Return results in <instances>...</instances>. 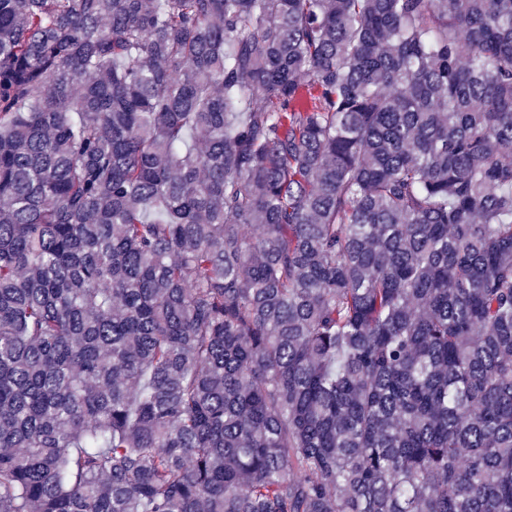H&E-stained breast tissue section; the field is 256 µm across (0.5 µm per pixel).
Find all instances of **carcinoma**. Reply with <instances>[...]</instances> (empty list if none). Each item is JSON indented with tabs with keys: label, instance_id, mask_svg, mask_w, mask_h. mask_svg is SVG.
I'll use <instances>...</instances> for the list:
<instances>
[{
	"label": "carcinoma",
	"instance_id": "obj_1",
	"mask_svg": "<svg viewBox=\"0 0 512 512\" xmlns=\"http://www.w3.org/2000/svg\"><path fill=\"white\" fill-rule=\"evenodd\" d=\"M0 512H512V0H0Z\"/></svg>",
	"mask_w": 512,
	"mask_h": 512
}]
</instances>
